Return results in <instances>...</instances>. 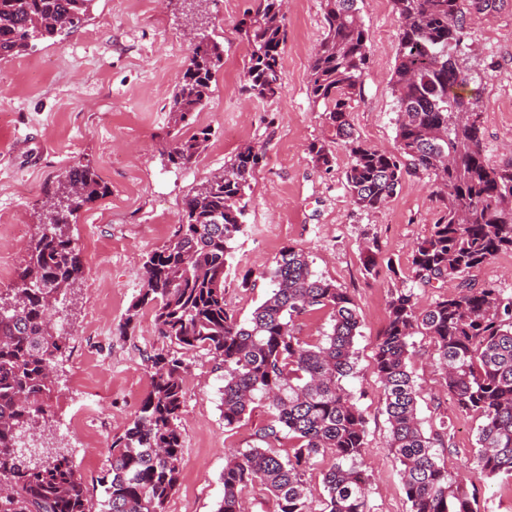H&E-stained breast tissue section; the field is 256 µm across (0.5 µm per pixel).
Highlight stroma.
<instances>
[{
  "label": "stroma",
  "instance_id": "35a3bbf8",
  "mask_svg": "<svg viewBox=\"0 0 512 512\" xmlns=\"http://www.w3.org/2000/svg\"><path fill=\"white\" fill-rule=\"evenodd\" d=\"M259 0H203L189 23V0H95L89 21L61 41H39L22 56L0 62V291L13 284L25 245L45 223L41 201L66 167L90 163L110 192L84 207L72 235L84 275L56 319L70 333L55 369L49 405L54 420L45 442L70 453L76 470L99 503L97 479L107 467L114 436L134 417L150 387L148 357L165 348L150 311L133 332L120 335L139 294L145 256L168 244L182 203L197 184L223 168L240 149L262 154L247 191L243 230L225 274L224 301L247 320L270 292L258 273L286 246L303 250L313 269L353 298L360 317L354 373L344 387L361 408L367 430L365 468L374 512H408L409 506L387 446L383 395L374 372L376 344L386 323L392 290L410 288L428 307L454 284L432 288L415 281L411 250L428 235L438 203L424 175L405 178L398 194L380 208L356 207L345 186L348 157L335 149L331 172L315 167L310 143L328 139L322 106L308 94L311 59L324 37L323 0H288V38L280 60L282 91L276 99L244 94L251 47L240 30ZM371 39V63L350 122L361 140L390 150L396 139V104L389 79L397 54L398 22L390 0H361ZM224 48L208 105L196 115L214 135L186 167L167 163L160 148L170 125L167 103L188 61L186 29ZM458 59L467 82L459 92L476 98L483 113L485 154L494 164L512 160V0L496 12L471 15ZM377 238L384 261L366 274L361 251ZM255 272L254 287L241 279ZM94 335H86L88 321ZM409 367L422 397L418 416L425 433L451 422L449 446L437 448L467 486L479 512H512V478L481 479L476 433L480 418L459 413L439 391L441 371L429 337L414 335ZM190 365L179 425L183 435L180 482L166 512H215L224 496L229 454L251 445L269 423L265 403L235 427L224 425V371L205 352Z\"/></svg>",
  "mask_w": 512,
  "mask_h": 512
}]
</instances>
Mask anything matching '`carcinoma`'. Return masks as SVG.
I'll return each mask as SVG.
<instances>
[{
	"instance_id": "cac0c4a2",
	"label": "carcinoma",
	"mask_w": 512,
	"mask_h": 512,
	"mask_svg": "<svg viewBox=\"0 0 512 512\" xmlns=\"http://www.w3.org/2000/svg\"><path fill=\"white\" fill-rule=\"evenodd\" d=\"M391 2L399 22L390 79L396 146L365 144L348 120L369 69L370 36L359 0H325V37L312 57L308 91L324 106L331 137L311 143L308 152L328 173L332 145L346 151L345 183L363 209L385 205L407 175L430 179L439 211L429 235L413 245V277L423 284L458 280L460 290L424 310L412 290L392 292L374 370L383 390L387 445L409 512H477L464 484L439 464L434 451L450 434L448 425L429 435L421 427L422 389L407 361L411 336L432 338L443 389L459 412L482 419L478 474L512 478V294L467 283L473 268L512 252V162L488 161L478 101L455 92L466 84L457 56L467 35L466 16L490 13L496 0ZM284 5L285 0H260L243 22L251 45L243 90L258 99H275L282 91ZM91 6L92 0H0V60L25 54L34 41L77 31ZM223 58L214 40L191 44L168 102L173 125L162 155L174 166L191 164L213 136L211 127H196L191 119L208 103ZM260 161L247 146L221 173L200 183L183 201L175 239L142 262V288L119 333L127 334L147 308L171 348L149 356L150 390L112 439L109 465L98 480L99 512H166L180 479L185 351H204L224 369V427L241 422L258 397L272 412L257 443L227 460L216 512H242V494L257 481L275 499L277 512H315L304 477L327 450L333 462L323 473L320 512H373L362 468L365 418L342 384L353 373L359 335L353 299L318 275L303 251L288 246L273 267L258 274L272 289L249 320L240 321L224 302L225 268L246 215L245 188ZM107 193L88 164L78 161L58 175L43 203L48 223L30 239L12 288L0 293V512H92L88 489L67 454L51 450L37 463L18 453L16 438L51 426L46 399L69 340L53 321L54 298L71 294L82 277L71 225ZM381 254L377 239L366 242V272L375 271ZM312 311L330 318V329L316 344L302 341L295 330L296 320ZM282 438L295 441L286 457L272 448Z\"/></svg>"
}]
</instances>
